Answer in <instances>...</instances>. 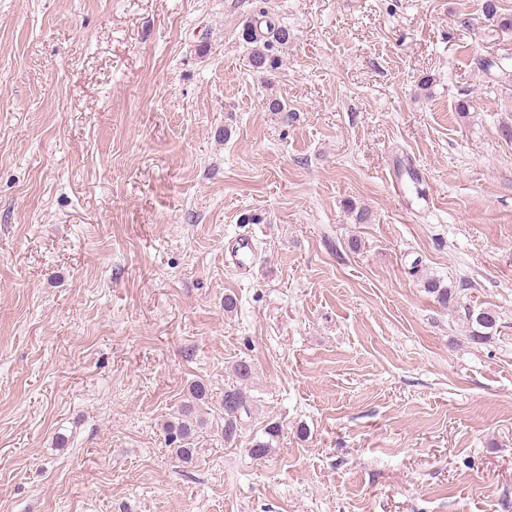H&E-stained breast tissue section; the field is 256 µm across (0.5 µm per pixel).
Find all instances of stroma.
Instances as JSON below:
<instances>
[{"instance_id":"1","label":"stroma","mask_w":512,"mask_h":512,"mask_svg":"<svg viewBox=\"0 0 512 512\" xmlns=\"http://www.w3.org/2000/svg\"><path fill=\"white\" fill-rule=\"evenodd\" d=\"M479 4L0 0V512H512V30ZM242 359L251 418L178 462L163 423ZM261 17L263 19H254L246 25L243 37L246 44L251 45L249 52L251 66L261 72H267L268 69L274 70L278 66V59L273 55L275 46L287 44L290 34L286 27L278 25L266 13L262 12ZM263 23L267 33L262 32ZM465 318L471 325L472 331L469 340L474 343H483L497 330L498 316L496 311L488 308L476 309L471 306L464 308Z\"/></svg>"}]
</instances>
